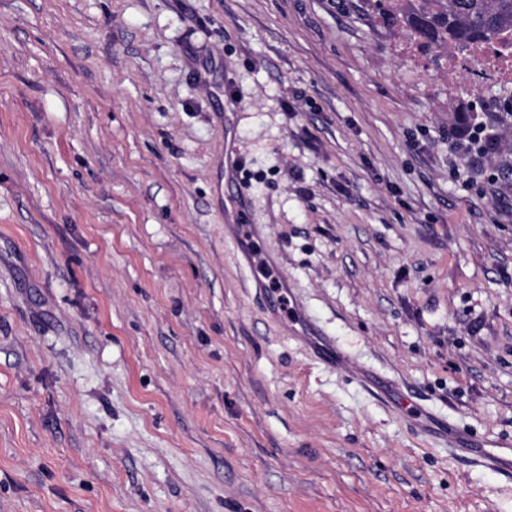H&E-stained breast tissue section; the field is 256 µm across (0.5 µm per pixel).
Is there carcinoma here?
Wrapping results in <instances>:
<instances>
[{
    "instance_id": "obj_1",
    "label": "carcinoma",
    "mask_w": 512,
    "mask_h": 512,
    "mask_svg": "<svg viewBox=\"0 0 512 512\" xmlns=\"http://www.w3.org/2000/svg\"><path fill=\"white\" fill-rule=\"evenodd\" d=\"M377 0L382 16L407 27L420 46L430 50L444 43L460 48L493 47L512 55V0Z\"/></svg>"
}]
</instances>
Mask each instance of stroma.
Listing matches in <instances>:
<instances>
[{
  "mask_svg": "<svg viewBox=\"0 0 512 512\" xmlns=\"http://www.w3.org/2000/svg\"><path fill=\"white\" fill-rule=\"evenodd\" d=\"M414 47L374 0H0V512H512L361 384L512 441V82Z\"/></svg>",
  "mask_w": 512,
  "mask_h": 512,
  "instance_id": "obj_1",
  "label": "stroma"
}]
</instances>
